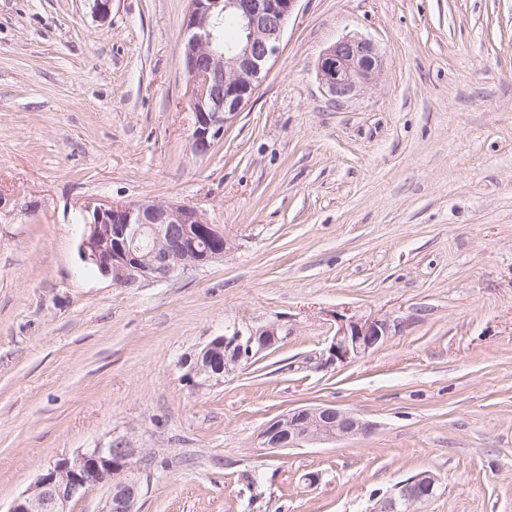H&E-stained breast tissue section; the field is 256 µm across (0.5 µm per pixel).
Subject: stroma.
I'll return each instance as SVG.
<instances>
[{
  "instance_id": "35a3bbf8",
  "label": "stroma",
  "mask_w": 512,
  "mask_h": 512,
  "mask_svg": "<svg viewBox=\"0 0 512 512\" xmlns=\"http://www.w3.org/2000/svg\"><path fill=\"white\" fill-rule=\"evenodd\" d=\"M190 0H0V512L49 464L127 438L166 462L136 512H512V0H299L254 96L204 157L179 55ZM383 70L336 102L322 51ZM184 202L223 260L119 288L84 263L83 207ZM388 339L315 368L338 327ZM277 323L275 348L195 389L181 359ZM367 436L259 451L298 407ZM316 482H309V475ZM382 70L376 45L366 38L342 37L324 49L317 78L337 101L372 85ZM438 479L424 471L399 482L388 496L378 501L373 512H418L435 495Z\"/></svg>"
}]
</instances>
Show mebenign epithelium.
Returning <instances> with one entry per match:
<instances>
[{"label": "benign epithelium", "instance_id": "obj_1", "mask_svg": "<svg viewBox=\"0 0 512 512\" xmlns=\"http://www.w3.org/2000/svg\"><path fill=\"white\" fill-rule=\"evenodd\" d=\"M299 0H192L181 49L189 83L188 103L195 122L192 152L205 157L223 139L224 128L250 102L268 73L289 17ZM233 19L240 38L224 47L219 32L224 18ZM382 70L376 45L366 38L342 37L324 49L317 78L343 100L372 85ZM83 261L94 263L102 277L119 287L135 281H166L179 273L224 259L232 250L206 214L188 204L145 199L126 203L88 204L82 211ZM385 319L351 320L338 328L319 367L352 363L385 342ZM280 342L274 324L213 337L183 357L185 377L197 388L223 383L234 370ZM375 425L334 406L302 407L269 422L260 433L265 450L298 448L307 443L367 436ZM146 453L124 438L107 447L84 448L53 462L10 512H69L72 502L95 487L109 486L102 512H135L142 492ZM438 479L429 471L396 484L373 512H420L435 495Z\"/></svg>", "mask_w": 512, "mask_h": 512}]
</instances>
